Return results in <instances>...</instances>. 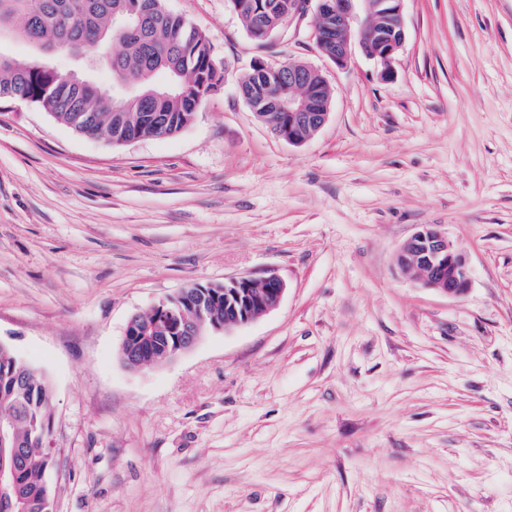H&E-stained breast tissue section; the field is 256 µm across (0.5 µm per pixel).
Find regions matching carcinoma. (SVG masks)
<instances>
[{"instance_id": "cac0c4a2", "label": "carcinoma", "mask_w": 512, "mask_h": 512, "mask_svg": "<svg viewBox=\"0 0 512 512\" xmlns=\"http://www.w3.org/2000/svg\"><path fill=\"white\" fill-rule=\"evenodd\" d=\"M289 0H246L238 14L249 35L258 41L262 24L277 31L288 25ZM48 55L65 53L96 58L109 42L122 50L107 59L115 89L110 93L92 81L70 84L50 62L19 61L0 55V99L33 101L59 123L76 126L89 137L124 143L178 133L195 117L203 102L224 84V70L213 57L206 35L183 17L169 12L164 0H0V29ZM278 75L251 67L239 82L240 96L263 95L273 100L288 95V63ZM256 118L271 127H288V112L266 109ZM202 303V332L224 321V295L205 284L182 300L165 299L163 307L180 317L195 314ZM168 335L159 317L139 319L131 345L155 364L161 359V337ZM49 380L23 360L13 345H0V417L12 423L5 447L28 449L12 478L0 485V512H47L44 481L53 464L45 436L51 427Z\"/></svg>"}]
</instances>
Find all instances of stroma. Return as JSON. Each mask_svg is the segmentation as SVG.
<instances>
[{
  "mask_svg": "<svg viewBox=\"0 0 512 512\" xmlns=\"http://www.w3.org/2000/svg\"><path fill=\"white\" fill-rule=\"evenodd\" d=\"M223 88L121 145L0 99V339L51 380L53 512H512V0H405L391 63L259 46L227 0H165ZM334 90L309 141L239 97L256 59ZM466 251L449 297L400 272L421 225ZM279 275L281 305L133 373L129 318Z\"/></svg>",
  "mask_w": 512,
  "mask_h": 512,
  "instance_id": "obj_1",
  "label": "stroma"
}]
</instances>
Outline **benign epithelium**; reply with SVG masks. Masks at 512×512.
Instances as JSON below:
<instances>
[{"mask_svg": "<svg viewBox=\"0 0 512 512\" xmlns=\"http://www.w3.org/2000/svg\"><path fill=\"white\" fill-rule=\"evenodd\" d=\"M404 0H316V36L322 39L319 54L338 67L348 64L355 41L352 33L366 21L373 11L377 26L371 30L367 42L360 44L365 55L380 62V77L391 76L390 63L403 48L405 28ZM288 86H302L306 95L297 100L288 99L294 113L288 129L274 130V134L294 146L308 141L328 121L332 87L320 69L310 63L288 60ZM397 264L405 273L416 274L422 285L450 297H458L470 287V274L465 251L448 238L439 224H425L408 239L397 254ZM287 290L278 275L271 273L261 279L239 277L224 282V322L213 325L216 332L247 325L276 309ZM198 320L183 319L180 335L174 341H165L163 356L172 360L190 351L198 342Z\"/></svg>", "mask_w": 512, "mask_h": 512, "instance_id": "obj_1", "label": "benign epithelium"}]
</instances>
